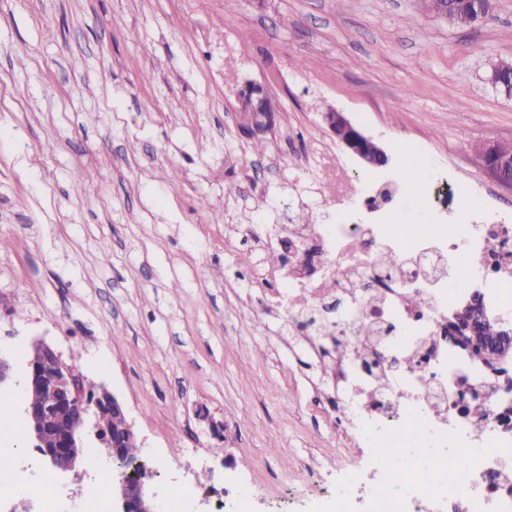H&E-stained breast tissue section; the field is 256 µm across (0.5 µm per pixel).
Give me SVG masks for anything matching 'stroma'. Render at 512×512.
<instances>
[{
  "instance_id": "1",
  "label": "stroma",
  "mask_w": 512,
  "mask_h": 512,
  "mask_svg": "<svg viewBox=\"0 0 512 512\" xmlns=\"http://www.w3.org/2000/svg\"><path fill=\"white\" fill-rule=\"evenodd\" d=\"M499 62L512 0L459 27L416 0H0V401L22 419L45 341L124 403L159 496L181 482L194 512H218L223 476L251 512H312L308 482L334 485L364 452L330 406L335 357L261 286L267 257L301 248L292 226L368 222L353 189L397 180L415 150L431 223H456L457 180L511 213L477 157L512 142V97L488 82ZM250 81L279 108L259 153L239 126ZM330 110L388 170L336 140ZM104 458L89 448L55 476L60 512ZM323 120L330 132L361 163L374 168H387L390 156L383 146L353 122L345 112H325Z\"/></svg>"
}]
</instances>
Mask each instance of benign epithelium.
<instances>
[{
  "label": "benign epithelium",
  "mask_w": 512,
  "mask_h": 512,
  "mask_svg": "<svg viewBox=\"0 0 512 512\" xmlns=\"http://www.w3.org/2000/svg\"><path fill=\"white\" fill-rule=\"evenodd\" d=\"M468 5L464 23L478 22L490 13L493 0H463ZM492 85L512 91V67L506 63L493 68ZM239 108L244 121V134L258 138L273 128L277 105L267 88L259 83L245 85L239 93ZM330 132L361 163L374 168H387L390 156L383 146L353 122L344 112L330 111L323 115ZM479 161L484 171L501 185L512 187V154L501 151L498 144L488 141L480 146ZM489 320L480 298L472 296L457 313L462 323L458 343L470 346L474 336L469 324ZM497 343L486 347L484 363L496 372L512 361V329L501 319ZM23 387L33 396L25 403L24 419L27 435L42 463L57 472L75 468L86 449V433L92 432L112 463L118 465L130 445L138 444L137 434L130 423L125 407L106 387H94L73 363L49 344L40 341L33 345L27 362ZM481 395L494 400L512 402V382L498 387L481 389ZM152 473L145 470L132 474L118 467L112 473V512H162L163 501L150 487Z\"/></svg>",
  "instance_id": "1"
}]
</instances>
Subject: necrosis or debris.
Listing matches in <instances>:
<instances>
[{
  "label": "necrosis or debris",
  "instance_id": "necrosis-or-debris-1",
  "mask_svg": "<svg viewBox=\"0 0 512 512\" xmlns=\"http://www.w3.org/2000/svg\"><path fill=\"white\" fill-rule=\"evenodd\" d=\"M301 256L290 257L294 303L329 313L332 342L352 348L338 360L336 414L346 418L379 480L367 512H512V404L484 402L474 421L468 388L494 384L496 374L454 344L453 306L480 288L486 313L512 316V224L433 225L424 234L395 235L387 224H321ZM398 257L395 267L378 259ZM423 295L412 308L407 296ZM363 321L376 337L357 336ZM415 418L426 452L403 441ZM468 458L450 474L441 463ZM35 454L22 448L0 472V496L42 500L53 477L35 473Z\"/></svg>",
  "mask_w": 512,
  "mask_h": 512
}]
</instances>
